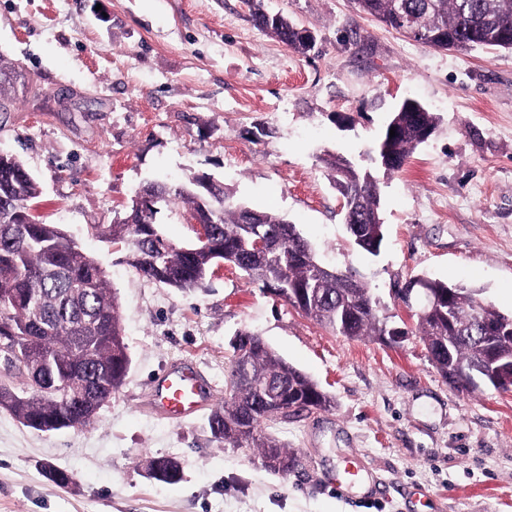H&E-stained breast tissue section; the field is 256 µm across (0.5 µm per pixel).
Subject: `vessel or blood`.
<instances>
[{
    "instance_id": "obj_1",
    "label": "vessel or blood",
    "mask_w": 512,
    "mask_h": 512,
    "mask_svg": "<svg viewBox=\"0 0 512 512\" xmlns=\"http://www.w3.org/2000/svg\"><path fill=\"white\" fill-rule=\"evenodd\" d=\"M207 395L198 370L181 364L170 367L153 381L148 405L161 418L182 422L206 406Z\"/></svg>"
}]
</instances>
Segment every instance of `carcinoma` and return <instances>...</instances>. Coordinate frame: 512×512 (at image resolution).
I'll return each instance as SVG.
<instances>
[{"instance_id": "obj_1", "label": "carcinoma", "mask_w": 512, "mask_h": 512, "mask_svg": "<svg viewBox=\"0 0 512 512\" xmlns=\"http://www.w3.org/2000/svg\"><path fill=\"white\" fill-rule=\"evenodd\" d=\"M364 13L395 31L402 19H418L422 33L440 34L459 42L480 40L486 47L512 40V0H355ZM255 27L277 38L297 53L307 50L295 23L281 14L251 12ZM436 117L408 99L390 120L395 136L390 142L388 172L403 168L423 143L424 130L435 128ZM325 164L348 215L346 230L354 244L371 254L358 240L357 230L370 226L384 234L377 188L366 183L363 171L343 157L330 156ZM207 173L197 172L179 185L149 182L142 191L169 206L182 202L192 217L211 228L213 247L197 249L168 239L152 209L128 210L117 222L92 224L93 234L123 251V262L141 278L181 292L206 288L213 268L222 261L242 271L250 282L278 289L277 295L305 316L333 333L350 339L378 338L392 326L377 313V301L367 285L353 275L330 268L296 225L268 211L231 200L217 179L203 190ZM38 183L14 155L0 152V198L10 209H0V336L19 338V350L0 366V408L25 426L51 432L91 424L98 410L122 387L129 362L118 305L102 268L55 224H44L28 211L39 197ZM270 234L268 251L250 253L253 225L248 212ZM442 298L436 307L416 315L418 334L429 360L458 389L473 384L458 375L479 367L485 357L482 325L505 320V315L474 292L430 280ZM247 341L232 345L230 385L224 402L209 417L213 437L234 447L259 450L272 456L279 473L296 466V457L278 439L259 427L288 415L279 410L297 405L327 410L331 398L307 374L281 358L263 339L249 331ZM165 470L162 481L181 479L179 462L157 457Z\"/></svg>"}]
</instances>
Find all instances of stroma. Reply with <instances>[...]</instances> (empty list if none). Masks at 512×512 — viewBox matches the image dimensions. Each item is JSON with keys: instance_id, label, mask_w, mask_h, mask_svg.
I'll return each mask as SVG.
<instances>
[{"instance_id": "stroma-1", "label": "stroma", "mask_w": 512, "mask_h": 512, "mask_svg": "<svg viewBox=\"0 0 512 512\" xmlns=\"http://www.w3.org/2000/svg\"><path fill=\"white\" fill-rule=\"evenodd\" d=\"M262 4L309 28L314 49L256 28L245 0H0V151L37 180L39 220L105 272L131 357L90 425L41 432L0 408V512H512V390L443 379L399 297L427 277L512 315V50L439 51L353 0ZM407 99L438 122L387 172L372 151ZM329 154L377 180L378 254L346 231ZM197 171L296 224L410 336L333 334L228 265L185 294L142 279L90 232L124 215L142 183ZM241 331L333 399L264 424L300 461L285 476L215 440L210 409L175 423L143 408L153 379L183 361L224 392ZM158 456L180 462L179 482L150 477ZM351 461L369 487L337 491Z\"/></svg>"}]
</instances>
